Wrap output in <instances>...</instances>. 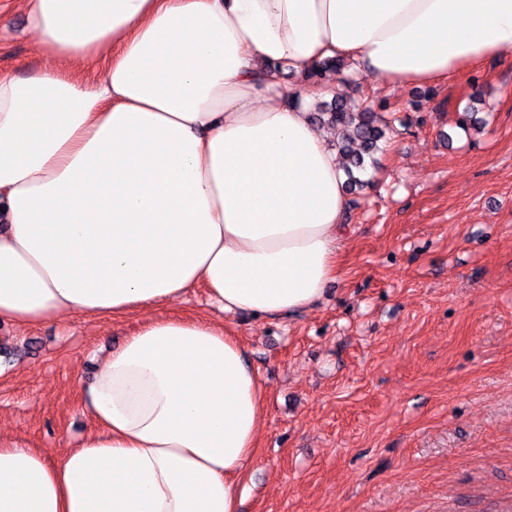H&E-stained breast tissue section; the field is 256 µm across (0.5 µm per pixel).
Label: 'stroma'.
<instances>
[{
  "mask_svg": "<svg viewBox=\"0 0 512 512\" xmlns=\"http://www.w3.org/2000/svg\"><path fill=\"white\" fill-rule=\"evenodd\" d=\"M37 62L0 0V73ZM344 76L342 96L400 123L349 210L338 279L291 316L229 315L201 286L168 309L223 325L263 386L239 512H512V53L422 88ZM468 108L482 133L459 127ZM150 318L0 325V426L53 458L75 447L80 384Z\"/></svg>",
  "mask_w": 512,
  "mask_h": 512,
  "instance_id": "stroma-1",
  "label": "stroma"
}]
</instances>
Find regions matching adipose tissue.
I'll list each match as a JSON object with an SVG mask.
<instances>
[{"instance_id":"adipose-tissue-1","label":"adipose tissue","mask_w":512,"mask_h":512,"mask_svg":"<svg viewBox=\"0 0 512 512\" xmlns=\"http://www.w3.org/2000/svg\"><path fill=\"white\" fill-rule=\"evenodd\" d=\"M41 59L0 76V321L314 305L345 176L319 61L428 86L512 51V0H16ZM104 62L101 76L78 77ZM57 459L0 428V512H238L263 391L223 327L161 316L109 351Z\"/></svg>"}]
</instances>
